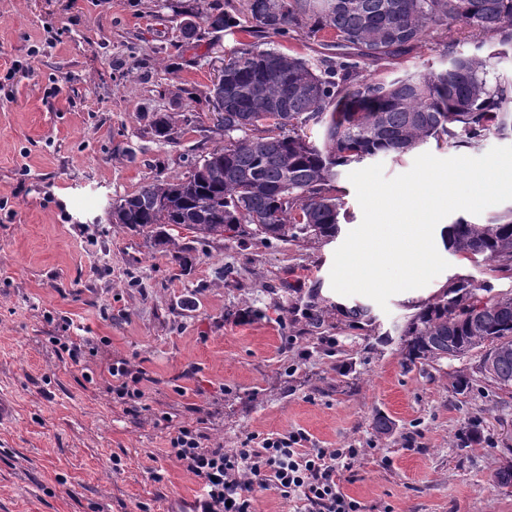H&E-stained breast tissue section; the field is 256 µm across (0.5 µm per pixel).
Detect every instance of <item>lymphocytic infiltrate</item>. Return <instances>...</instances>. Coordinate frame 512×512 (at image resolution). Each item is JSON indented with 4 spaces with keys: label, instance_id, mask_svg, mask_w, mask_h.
Wrapping results in <instances>:
<instances>
[{
    "label": "lymphocytic infiltrate",
    "instance_id": "lymphocytic-infiltrate-1",
    "mask_svg": "<svg viewBox=\"0 0 512 512\" xmlns=\"http://www.w3.org/2000/svg\"><path fill=\"white\" fill-rule=\"evenodd\" d=\"M106 372L107 392L127 414L140 416L151 381L147 371L120 358L108 363ZM158 420L171 429L169 455L202 483L191 512H255L257 492L269 489L295 503L297 512H360L359 502L336 479L337 460L357 458L358 449L308 448L304 433L290 432L253 433L227 450L207 445L201 426H174L165 413Z\"/></svg>",
    "mask_w": 512,
    "mask_h": 512
}]
</instances>
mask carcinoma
<instances>
[{"label": "carcinoma", "mask_w": 512, "mask_h": 512, "mask_svg": "<svg viewBox=\"0 0 512 512\" xmlns=\"http://www.w3.org/2000/svg\"><path fill=\"white\" fill-rule=\"evenodd\" d=\"M195 16L213 33L241 26L261 39L303 34L319 51L305 58L257 43L224 60V82L209 98L224 99V145L184 176L156 179L112 203L110 223L182 252L188 247L166 227L187 229L198 242L231 232L328 243L345 214L340 168L401 158L429 141L478 149L512 132V75L495 67L512 50V0H243L237 15L218 0H198ZM450 20L465 21L486 54L450 43L443 69L368 72L410 54ZM173 127L167 113L153 121L165 141ZM442 240L493 272L512 273V207L486 223L459 217ZM404 336L412 362L483 350L492 363L488 379L512 388V293L452 281L412 316Z\"/></svg>", "instance_id": "cac0c4a2"}]
</instances>
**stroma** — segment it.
Here are the masks:
<instances>
[{
	"instance_id": "stroma-1",
	"label": "stroma",
	"mask_w": 512,
	"mask_h": 512,
	"mask_svg": "<svg viewBox=\"0 0 512 512\" xmlns=\"http://www.w3.org/2000/svg\"><path fill=\"white\" fill-rule=\"evenodd\" d=\"M195 4L0 0V394L16 407L0 424V512H189L200 483L169 456L162 411L204 417L227 448L299 429L313 448L360 449L343 488L362 512H512V484L495 480L512 463V392L476 372V351L409 362L401 334L449 282L508 293L512 274L446 250L448 269L383 309L332 289L333 242L196 244L176 227L193 246L186 265L109 222V202L224 141L205 98L251 37L186 38ZM449 42L475 51L457 20L394 71L442 68ZM165 112L170 142L151 126ZM357 304L373 325L346 317ZM68 334L91 337L96 357H60ZM117 358L152 378L140 420L87 380Z\"/></svg>"
}]
</instances>
